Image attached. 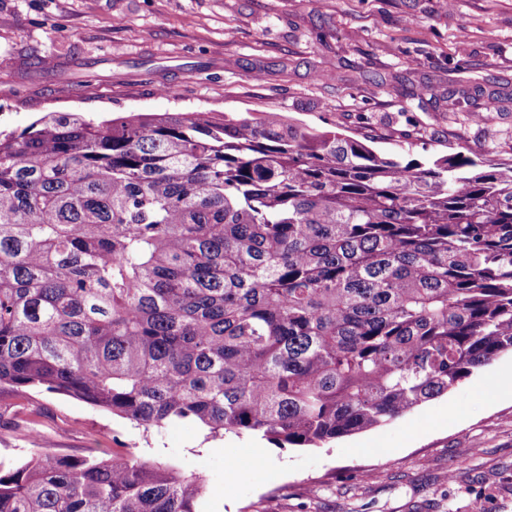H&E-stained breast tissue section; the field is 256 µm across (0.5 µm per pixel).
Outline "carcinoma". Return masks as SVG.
I'll use <instances>...</instances> for the list:
<instances>
[{
    "mask_svg": "<svg viewBox=\"0 0 512 512\" xmlns=\"http://www.w3.org/2000/svg\"><path fill=\"white\" fill-rule=\"evenodd\" d=\"M508 351L512 158L403 162L276 112L0 131V388L312 447ZM203 482L44 451L0 468V512H199Z\"/></svg>",
    "mask_w": 512,
    "mask_h": 512,
    "instance_id": "1",
    "label": "carcinoma"
}]
</instances>
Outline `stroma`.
<instances>
[{
	"mask_svg": "<svg viewBox=\"0 0 512 512\" xmlns=\"http://www.w3.org/2000/svg\"><path fill=\"white\" fill-rule=\"evenodd\" d=\"M468 55H458L460 31ZM56 65L47 70L45 59ZM497 93L490 121L451 109ZM278 112L414 158L512 157V0H0V130L48 112ZM512 354L393 422L317 448L144 431L82 401L0 389V467L62 456L203 476L200 512H512Z\"/></svg>",
	"mask_w": 512,
	"mask_h": 512,
	"instance_id": "1",
	"label": "stroma"
}]
</instances>
